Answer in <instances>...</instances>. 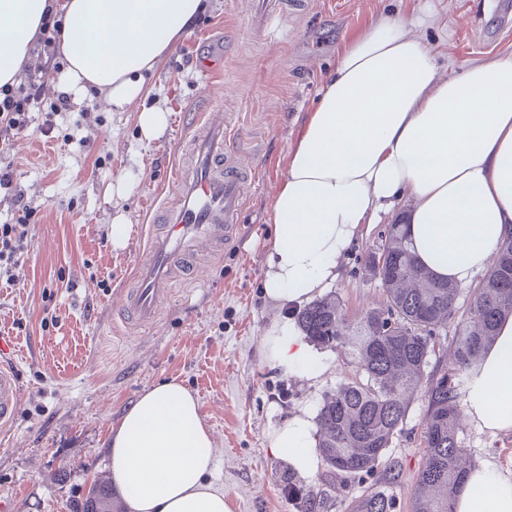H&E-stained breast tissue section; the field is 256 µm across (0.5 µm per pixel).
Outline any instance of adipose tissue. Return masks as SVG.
<instances>
[{
  "instance_id": "1",
  "label": "adipose tissue",
  "mask_w": 512,
  "mask_h": 512,
  "mask_svg": "<svg viewBox=\"0 0 512 512\" xmlns=\"http://www.w3.org/2000/svg\"><path fill=\"white\" fill-rule=\"evenodd\" d=\"M52 0H0V87L17 84ZM62 90L99 91L123 110L145 76L189 28L202 0H63ZM414 21L382 15L347 41L294 141L273 211L264 295L313 300L340 278L365 225L404 222L418 260L443 280L472 282L512 237V59L439 73ZM262 360L286 375L320 368L296 322L275 321ZM483 375L464 403L468 423L512 434V316L497 325ZM308 412L269 436V450L300 471L316 468ZM113 482L127 512H231L214 485L212 439L198 401L166 380L139 394L112 428ZM454 512H512V471L488 462L469 472Z\"/></svg>"
}]
</instances>
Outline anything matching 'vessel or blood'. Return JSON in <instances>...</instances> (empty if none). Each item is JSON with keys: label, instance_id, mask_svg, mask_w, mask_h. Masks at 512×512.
Here are the masks:
<instances>
[{"label": "vessel or blood", "instance_id": "1", "mask_svg": "<svg viewBox=\"0 0 512 512\" xmlns=\"http://www.w3.org/2000/svg\"><path fill=\"white\" fill-rule=\"evenodd\" d=\"M265 26L284 14L286 0H254ZM197 68L204 80L224 73V50L213 44L200 55ZM190 174L174 181L177 202L167 209L165 229L151 236L147 256L135 267V286L122 293L124 308L137 325L154 324L177 286L176 268L191 247L223 237L237 223L246 205V189L255 169L241 164L238 148L224 122L204 118L188 132ZM21 382L15 371L0 367V429L13 420L20 403Z\"/></svg>", "mask_w": 512, "mask_h": 512}]
</instances>
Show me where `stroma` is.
<instances>
[{"mask_svg":"<svg viewBox=\"0 0 512 512\" xmlns=\"http://www.w3.org/2000/svg\"><path fill=\"white\" fill-rule=\"evenodd\" d=\"M512 0H293L270 39L255 24L249 0H207L195 22L147 82L144 106L170 111L166 134L143 141L135 109L106 110L97 91L54 118L32 113L27 131L0 143V168H11L22 201L0 192V223L30 211L28 247L10 281L0 280V339L22 380L12 429L0 439V512H81L91 484L109 479L107 440L123 409L146 388L174 379L193 392L212 435L214 483L233 512H294L274 457L270 432L302 410L318 412L358 367L351 358L316 349L317 378L287 376L266 365L261 337L274 320L293 315L262 295L269 217L288 151L344 41L377 16L418 20L441 74L473 63L512 58V29L502 26ZM222 38L226 78L206 85L194 57L198 44ZM236 134L241 159L260 172L247 210L211 254L195 257L198 279L178 286L154 326L113 330L121 320L119 291L132 287V268L160 226L150 201L172 202L183 135L202 114ZM126 181L121 198L112 188ZM131 226L124 248L112 246V219ZM384 225H371L347 253L331 288L346 316L383 306L384 291L364 258ZM423 397L387 450L399 471L391 489L396 512H411L412 486L423 458ZM461 445L474 463L512 470V435L463 424ZM303 483L334 500L338 512L380 483L381 474Z\"/></svg>","mask_w":512,"mask_h":512,"instance_id":"obj_1","label":"stroma"}]
</instances>
